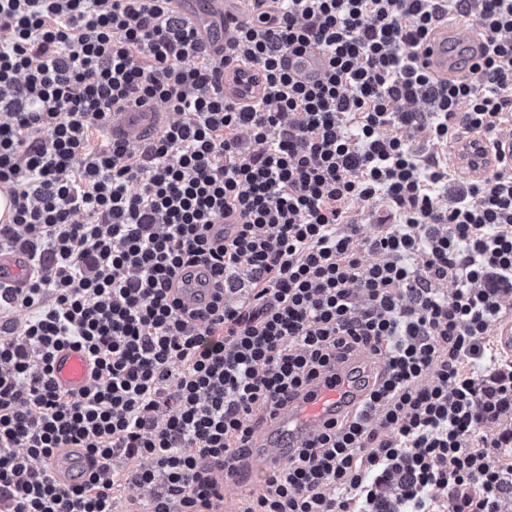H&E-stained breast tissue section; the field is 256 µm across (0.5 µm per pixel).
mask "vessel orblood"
I'll return each mask as SVG.
<instances>
[{
    "mask_svg": "<svg viewBox=\"0 0 512 512\" xmlns=\"http://www.w3.org/2000/svg\"><path fill=\"white\" fill-rule=\"evenodd\" d=\"M235 0H210L207 6L206 22L198 23L197 29L205 45L214 51H223L221 39L225 19L234 16ZM445 39H434L426 61L441 78L451 79L455 70L448 66ZM285 66L290 75L300 82H313L319 79L327 67L326 58L319 52L286 59ZM170 119L167 112L155 105L119 106L112 110L111 132L114 137L136 144L147 135L159 130ZM29 260L20 252L0 255V285L14 288L25 287ZM211 290L203 278L192 277L183 286L182 299L186 305L196 308L204 304ZM93 365L82 352L65 349L60 351L53 363L52 377L55 383L66 390H80L92 381ZM361 395L358 385L342 380L334 387H317L308 399L282 410L267 425L265 437L254 443L252 466L270 470L282 465L288 456L289 448L320 431L323 425L334 418L346 402L357 401ZM88 460L80 456L77 449L63 448L50 462L54 476L63 482L78 471L88 470Z\"/></svg>",
    "mask_w": 512,
    "mask_h": 512,
    "instance_id": "1",
    "label": "vessel or blood"
}]
</instances>
